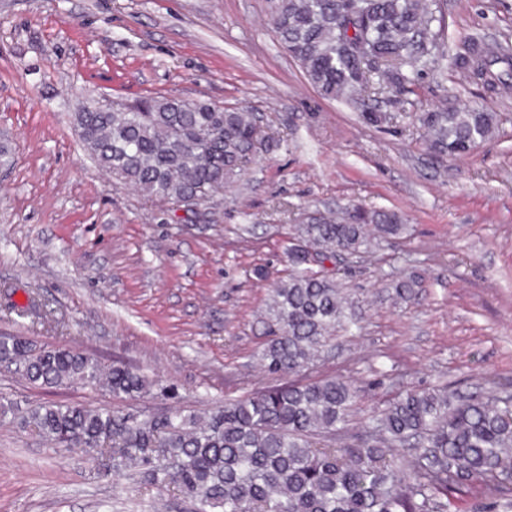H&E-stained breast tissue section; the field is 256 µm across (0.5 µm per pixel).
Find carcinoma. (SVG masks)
I'll return each instance as SVG.
<instances>
[{"label":"carcinoma","mask_w":512,"mask_h":512,"mask_svg":"<svg viewBox=\"0 0 512 512\" xmlns=\"http://www.w3.org/2000/svg\"><path fill=\"white\" fill-rule=\"evenodd\" d=\"M436 17L428 0H280L277 40L329 99L405 93L431 64L426 39ZM464 72L512 78V57L471 41L455 58ZM75 122L100 167L148 198L178 207L224 187L264 145L256 115L242 107L161 97L135 106L84 109ZM440 158H460L485 141L497 116L472 105L420 117ZM408 229L390 209L352 205L297 225L288 276L271 290L258 353L271 375H293L317 361L348 297L334 268ZM409 275L396 296L416 294ZM0 367L45 388L102 386L141 393L145 376L122 363L64 346L0 336ZM358 389L341 376L285 382L228 400L203 416L171 413L147 421L82 405L46 401L26 409L0 403V418L33 428L54 448H79L96 474L136 467L151 486L176 488L198 512H448V493L481 490L482 512H512V395L460 396L411 390L364 425L357 443L331 446L348 429ZM395 448L409 449L399 465Z\"/></svg>","instance_id":"carcinoma-1"}]
</instances>
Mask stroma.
I'll return each instance as SVG.
<instances>
[{
	"mask_svg": "<svg viewBox=\"0 0 512 512\" xmlns=\"http://www.w3.org/2000/svg\"><path fill=\"white\" fill-rule=\"evenodd\" d=\"M277 5L0 0V334L120 359L152 382L116 398L0 373V398L148 420L274 385L256 353L293 226L351 203L400 211L408 231L339 261L362 330L337 332L299 381H356L357 424L410 390L512 394V88L487 92L452 65L473 39L512 46V0H436L434 63L399 102L374 100L388 116L378 125L308 81L273 36ZM152 97L248 108L269 147L195 213L144 198L96 165L74 114ZM475 103L500 116L493 135L466 157H436L420 112ZM411 272L417 294L396 299ZM195 509L0 421V512Z\"/></svg>",
	"mask_w": 512,
	"mask_h": 512,
	"instance_id": "1",
	"label": "stroma"
}]
</instances>
